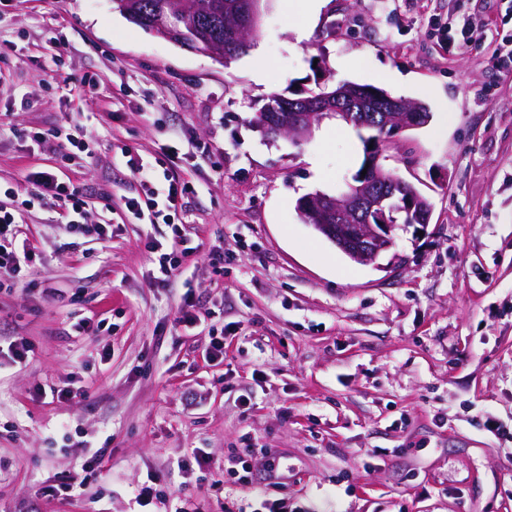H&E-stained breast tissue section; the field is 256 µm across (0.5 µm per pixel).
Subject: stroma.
Segmentation results:
<instances>
[{"label":"stroma","instance_id":"35a3bbf8","mask_svg":"<svg viewBox=\"0 0 512 512\" xmlns=\"http://www.w3.org/2000/svg\"><path fill=\"white\" fill-rule=\"evenodd\" d=\"M510 33L512 0H326L312 20L263 0L251 47L225 63L152 35L112 0H0V182L23 197L28 170L60 171L92 222L112 224L110 241L70 248L54 210L26 216L38 258L30 290L0 292V343L23 337L34 351L27 367L0 368V512H141L148 481L165 493L151 512L188 500L245 512L261 495L307 512H512V74L497 65ZM89 74L99 83L84 95ZM320 81L431 112L380 150L429 198L430 223L396 229L373 264L297 211L351 181L361 131L330 118L296 145L251 127L268 95ZM73 112L91 159L66 165L25 141ZM131 156L159 188L195 185L178 214L184 248L171 225L128 223ZM187 292L210 318L182 322ZM48 386L80 396L40 398ZM99 448L84 493L61 490ZM236 455L257 473L274 456L279 486L234 483L224 464Z\"/></svg>","mask_w":512,"mask_h":512}]
</instances>
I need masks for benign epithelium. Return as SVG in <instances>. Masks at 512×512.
<instances>
[{
  "label": "benign epithelium",
  "mask_w": 512,
  "mask_h": 512,
  "mask_svg": "<svg viewBox=\"0 0 512 512\" xmlns=\"http://www.w3.org/2000/svg\"><path fill=\"white\" fill-rule=\"evenodd\" d=\"M260 2L246 0L242 9L230 17L238 35L242 36L255 27ZM187 25L188 14L176 6L163 21L154 25L153 33L172 41ZM348 94V88L335 87L314 104L311 112H298L292 108L284 114L260 112L255 128L263 135L273 129L279 135L288 136L292 143H301L308 139L312 126L325 118L352 120V113L339 111V103ZM396 104L397 108L382 113L380 119L371 114L363 117V120L367 123L380 122L385 135L418 127L421 122L428 121L424 113L412 111L404 102L398 100ZM378 160V153L373 150L368 153L365 170L372 177L363 184H351L349 189L336 196L316 193L300 202L301 209L316 221L312 225L315 231L352 259L365 264L375 262L393 244V231L398 225L390 223L387 216L393 204L398 201L407 211L421 207L420 201L408 193L403 179H382Z\"/></svg>",
  "instance_id": "1"
}]
</instances>
